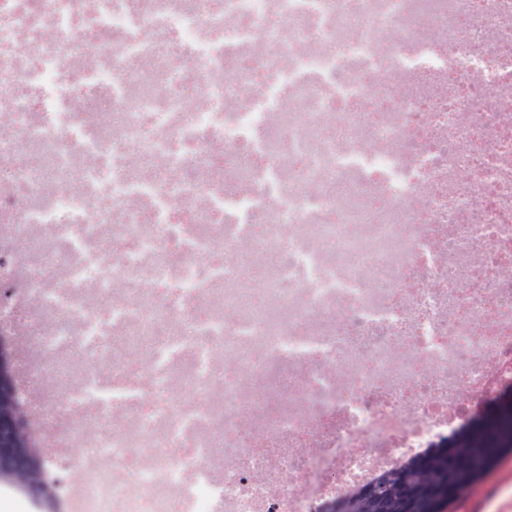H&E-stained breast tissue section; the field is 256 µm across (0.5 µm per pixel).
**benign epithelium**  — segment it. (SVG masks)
I'll return each instance as SVG.
<instances>
[{"label": "benign epithelium", "mask_w": 512, "mask_h": 512, "mask_svg": "<svg viewBox=\"0 0 512 512\" xmlns=\"http://www.w3.org/2000/svg\"><path fill=\"white\" fill-rule=\"evenodd\" d=\"M46 454L35 441L24 405L18 396L10 339L0 333V480L21 490L43 512H56L57 502L47 480ZM370 490L350 500L336 498L334 512H363Z\"/></svg>", "instance_id": "7a95c632"}]
</instances>
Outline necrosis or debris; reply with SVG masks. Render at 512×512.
<instances>
[{
  "mask_svg": "<svg viewBox=\"0 0 512 512\" xmlns=\"http://www.w3.org/2000/svg\"><path fill=\"white\" fill-rule=\"evenodd\" d=\"M1 256L73 512H315L512 380V0H0Z\"/></svg>",
  "mask_w": 512,
  "mask_h": 512,
  "instance_id": "1",
  "label": "necrosis or debris"
}]
</instances>
